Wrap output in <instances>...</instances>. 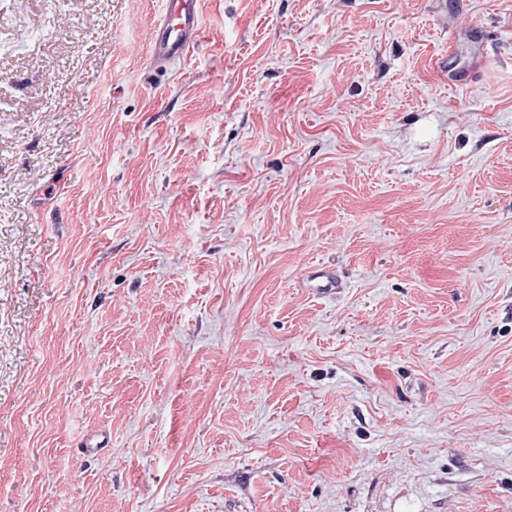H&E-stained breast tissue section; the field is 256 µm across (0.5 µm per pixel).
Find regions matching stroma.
I'll return each instance as SVG.
<instances>
[{"instance_id": "obj_1", "label": "stroma", "mask_w": 512, "mask_h": 512, "mask_svg": "<svg viewBox=\"0 0 512 512\" xmlns=\"http://www.w3.org/2000/svg\"><path fill=\"white\" fill-rule=\"evenodd\" d=\"M165 9L0 0V512H512V0ZM167 9L150 46V61L158 69L183 58L201 31L199 0H166Z\"/></svg>"}]
</instances>
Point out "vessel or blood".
<instances>
[{
	"instance_id": "1",
	"label": "vessel or blood",
	"mask_w": 512,
	"mask_h": 512,
	"mask_svg": "<svg viewBox=\"0 0 512 512\" xmlns=\"http://www.w3.org/2000/svg\"><path fill=\"white\" fill-rule=\"evenodd\" d=\"M167 9L150 46V61L156 68L183 58L201 31L200 0H166Z\"/></svg>"
}]
</instances>
